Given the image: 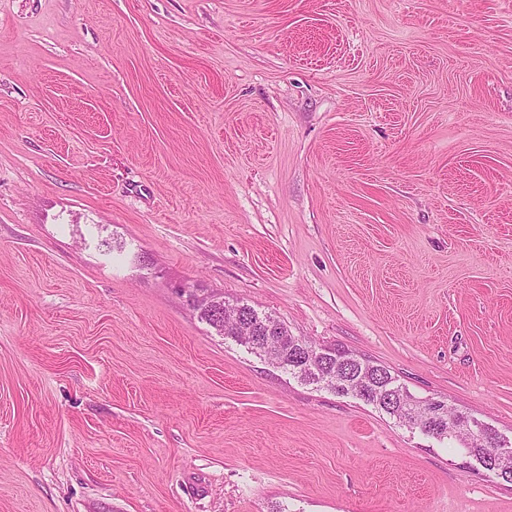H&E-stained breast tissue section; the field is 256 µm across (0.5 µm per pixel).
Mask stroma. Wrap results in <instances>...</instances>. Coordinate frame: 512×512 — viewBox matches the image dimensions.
I'll use <instances>...</instances> for the list:
<instances>
[{"instance_id":"obj_1","label":"stroma","mask_w":512,"mask_h":512,"mask_svg":"<svg viewBox=\"0 0 512 512\" xmlns=\"http://www.w3.org/2000/svg\"><path fill=\"white\" fill-rule=\"evenodd\" d=\"M185 288L512 437V0H0V512H512Z\"/></svg>"}]
</instances>
